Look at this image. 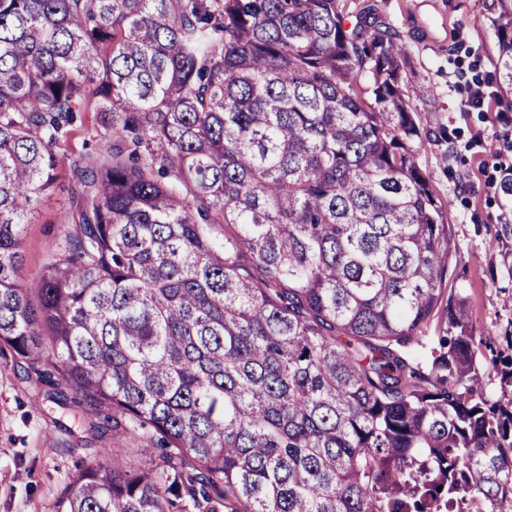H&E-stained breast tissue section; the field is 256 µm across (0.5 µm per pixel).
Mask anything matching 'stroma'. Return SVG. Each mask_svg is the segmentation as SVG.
I'll return each mask as SVG.
<instances>
[{"instance_id": "obj_1", "label": "stroma", "mask_w": 512, "mask_h": 512, "mask_svg": "<svg viewBox=\"0 0 512 512\" xmlns=\"http://www.w3.org/2000/svg\"><path fill=\"white\" fill-rule=\"evenodd\" d=\"M408 46L409 87L421 131L417 161L448 212L459 245L449 283L467 297L471 320L494 347L512 336V304L491 243L499 225L512 224V189L500 182V164L512 153V83L504 81L498 0H373ZM489 81L486 111L465 110L467 89ZM71 207L68 179L34 199L22 247V282L43 272L63 234ZM108 439L89 435L84 416L36 395L9 350L0 351V512H61L69 480L84 466L104 461Z\"/></svg>"}]
</instances>
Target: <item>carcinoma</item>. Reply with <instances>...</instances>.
Instances as JSON below:
<instances>
[{
    "mask_svg": "<svg viewBox=\"0 0 512 512\" xmlns=\"http://www.w3.org/2000/svg\"><path fill=\"white\" fill-rule=\"evenodd\" d=\"M406 58L372 3L0 0V348L112 435L66 512H512V355L448 291ZM491 247L511 282V224ZM99 141L94 134L84 133L82 130L77 131L72 138L60 149V153L70 162L75 158H84L92 160L97 156ZM55 191L34 199L31 204L30 224H26L22 247L23 264L20 280L31 284L43 272L49 253L63 235V219L71 207L69 179L63 176Z\"/></svg>",
    "mask_w": 512,
    "mask_h": 512,
    "instance_id": "carcinoma-1",
    "label": "carcinoma"
}]
</instances>
